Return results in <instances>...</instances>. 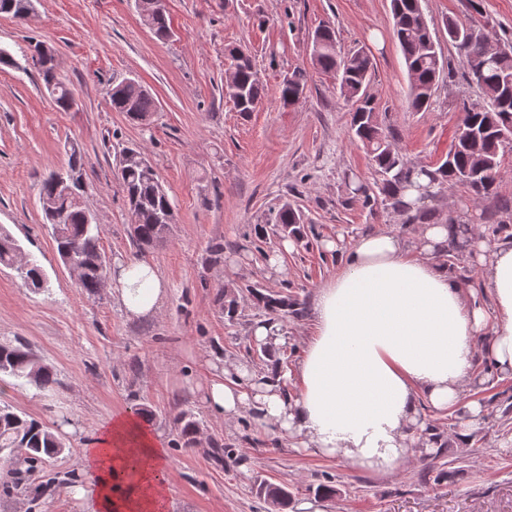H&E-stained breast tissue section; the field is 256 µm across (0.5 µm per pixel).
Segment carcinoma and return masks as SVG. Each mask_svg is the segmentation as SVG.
Wrapping results in <instances>:
<instances>
[{"label": "carcinoma", "mask_w": 512, "mask_h": 512, "mask_svg": "<svg viewBox=\"0 0 512 512\" xmlns=\"http://www.w3.org/2000/svg\"><path fill=\"white\" fill-rule=\"evenodd\" d=\"M26 0H0V14L24 19ZM394 36L403 55L409 76V105L416 112L431 105L443 62L434 41L420 0H391ZM148 27L160 39L170 36L166 9H161L148 21ZM448 41L457 49L466 79L482 93L483 102L465 105L462 114L469 121L473 134L470 144L458 143L453 158L440 161L435 167L414 166L397 150L394 133L384 129L383 123L372 120L375 103L367 94L372 78L373 62L364 51L347 56L336 52L335 31L324 25L314 33L312 65L336 79L341 95L352 103L350 130L363 144L381 176L379 191L394 208L406 209L412 220H427L430 213L403 200V192L417 188L416 178L424 175L430 183L451 184L465 188L475 197L495 193L505 149H512V42L501 44V49L490 53L484 42L485 30L466 25L448 17L444 21ZM224 56L235 68L234 85L225 88L235 109L243 114L256 110L264 95V85L254 67L251 56L242 48L228 46ZM33 66L57 107L69 111L77 105L74 91L62 82L56 72L53 53L44 61H33ZM308 74L295 68L285 74L279 84L280 99L294 104L306 91ZM112 110L125 114L128 121L142 124L157 109L155 98L137 80L125 79L112 85L108 96ZM123 192L137 217L130 225V240L139 251H145L163 242L170 225L161 218L174 214L171 201L163 189L158 174L150 164L123 166L120 170ZM62 174L45 179L40 196L53 200V206L44 210L56 243L57 254L65 265L80 269L79 287L95 296L102 288V275L109 259L100 246L101 225L87 223L88 209L83 204L82 192L76 190L64 195L58 187ZM60 222H54L55 215ZM270 223L283 234L300 240L307 237L301 212L285 203L270 217ZM0 265L13 267L33 288L43 287L42 267L28 255L20 242L0 227ZM252 296L259 309L275 316L284 313L300 318L304 302L286 294H266L253 287ZM7 375L46 390L58 384L55 368L38 356L26 343L16 339L0 342V375ZM176 431L175 447L193 448L197 444L200 422L185 410L173 416ZM65 451V444L43 422L19 412L8 404L0 405V491L6 495L43 498L71 480V474H55L44 479L36 477L50 461ZM257 493L274 507L287 505L290 493L281 487L261 485Z\"/></svg>", "instance_id": "cac0c4a2"}]
</instances>
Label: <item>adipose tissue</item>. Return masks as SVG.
Returning a JSON list of instances; mask_svg holds the SVG:
<instances>
[{
	"instance_id": "1",
	"label": "adipose tissue",
	"mask_w": 512,
	"mask_h": 512,
	"mask_svg": "<svg viewBox=\"0 0 512 512\" xmlns=\"http://www.w3.org/2000/svg\"><path fill=\"white\" fill-rule=\"evenodd\" d=\"M453 224L426 221L409 234L359 236L341 271L318 289L314 333L294 375L295 394L283 395L269 376L237 366V383L216 373L199 400L219 420L249 412L261 433L291 440L314 455L378 471L408 462L413 448L432 442L424 407L464 410L479 420L468 395L482 382L472 365L475 338L498 375L512 377V241L474 235V264L492 293V309L471 301L441 260ZM122 310L154 317L168 286L146 262L112 269ZM165 443L139 419L117 415L82 450V468L95 481L72 486L84 512H164L159 490L170 477Z\"/></svg>"
}]
</instances>
